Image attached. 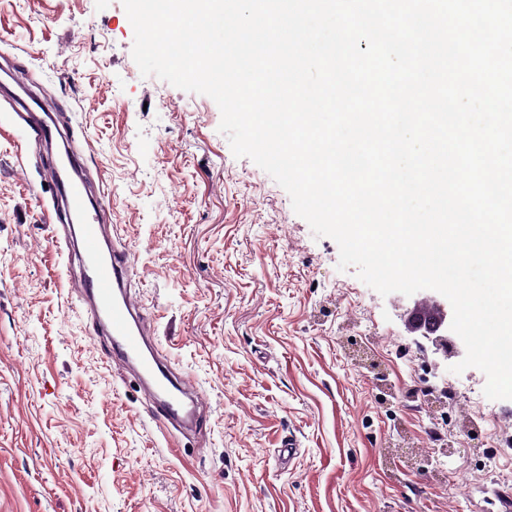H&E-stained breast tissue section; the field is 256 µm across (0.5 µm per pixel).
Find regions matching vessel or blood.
<instances>
[{
    "mask_svg": "<svg viewBox=\"0 0 512 512\" xmlns=\"http://www.w3.org/2000/svg\"><path fill=\"white\" fill-rule=\"evenodd\" d=\"M27 120L14 140L16 156L31 146L64 133L68 124L58 100L45 96L22 102ZM76 183L69 185L66 206L80 227L78 252L82 269L83 296L112 336L108 363L115 370H131L151 389L156 408L155 421L162 426L194 421L201 401L198 388L175 376L151 346L152 328L129 284L138 273L128 248L111 243L107 228L112 217L103 205L87 200L89 191H102L103 178L97 167L82 166Z\"/></svg>",
    "mask_w": 512,
    "mask_h": 512,
    "instance_id": "vessel-or-blood-1",
    "label": "vessel or blood"
}]
</instances>
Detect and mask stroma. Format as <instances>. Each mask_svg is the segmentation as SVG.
I'll list each match as a JSON object with an SVG mask.
<instances>
[{
  "label": "stroma",
  "mask_w": 512,
  "mask_h": 512,
  "mask_svg": "<svg viewBox=\"0 0 512 512\" xmlns=\"http://www.w3.org/2000/svg\"><path fill=\"white\" fill-rule=\"evenodd\" d=\"M133 40L122 0H0V53L91 144L134 291L204 414L191 436L160 428L107 365L33 198L51 152L17 162L0 112V512H495L512 400L437 364L396 294L339 271L337 243L233 155L217 104L142 76ZM442 386L458 399L428 408Z\"/></svg>",
  "instance_id": "obj_1"
}]
</instances>
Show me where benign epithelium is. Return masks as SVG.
<instances>
[{"instance_id": "1", "label": "benign epithelium", "mask_w": 512, "mask_h": 512, "mask_svg": "<svg viewBox=\"0 0 512 512\" xmlns=\"http://www.w3.org/2000/svg\"><path fill=\"white\" fill-rule=\"evenodd\" d=\"M453 310L441 294L419 292L407 310L406 326L410 333L431 343L435 351L459 356L463 347L450 329Z\"/></svg>"}]
</instances>
